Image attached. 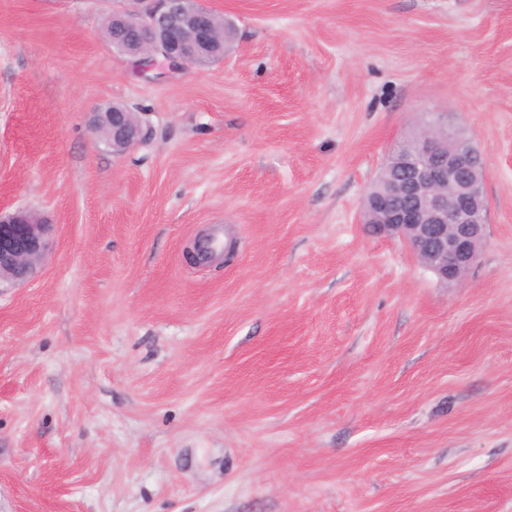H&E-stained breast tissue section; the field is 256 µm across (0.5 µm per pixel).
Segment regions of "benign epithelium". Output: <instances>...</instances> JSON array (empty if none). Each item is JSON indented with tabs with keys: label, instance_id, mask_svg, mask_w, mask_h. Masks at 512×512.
<instances>
[{
	"label": "benign epithelium",
	"instance_id": "1",
	"mask_svg": "<svg viewBox=\"0 0 512 512\" xmlns=\"http://www.w3.org/2000/svg\"><path fill=\"white\" fill-rule=\"evenodd\" d=\"M113 26L138 48L135 67L155 64L174 72L219 59L224 32L215 12L199 0H126ZM123 152L151 137L149 125L117 109L95 112L92 131ZM469 140L442 119L423 128L416 145L397 154L394 178L370 205L374 235L404 242L439 280L460 281L477 261L488 209L485 166ZM53 225L27 209L0 212V283L31 279L51 244Z\"/></svg>",
	"mask_w": 512,
	"mask_h": 512
}]
</instances>
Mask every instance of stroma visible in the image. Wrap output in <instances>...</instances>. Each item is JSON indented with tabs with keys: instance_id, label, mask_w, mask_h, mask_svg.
<instances>
[{
	"instance_id": "stroma-1",
	"label": "stroma",
	"mask_w": 512,
	"mask_h": 512,
	"mask_svg": "<svg viewBox=\"0 0 512 512\" xmlns=\"http://www.w3.org/2000/svg\"><path fill=\"white\" fill-rule=\"evenodd\" d=\"M203 3L235 43L163 74L116 0H0V210L55 227L0 288V512H512V0ZM424 113L486 163L459 282L360 221ZM106 127L107 143L112 152H123L128 148L146 141L151 137L152 129L132 117V112L117 109L112 112H95L92 131L97 135Z\"/></svg>"
}]
</instances>
